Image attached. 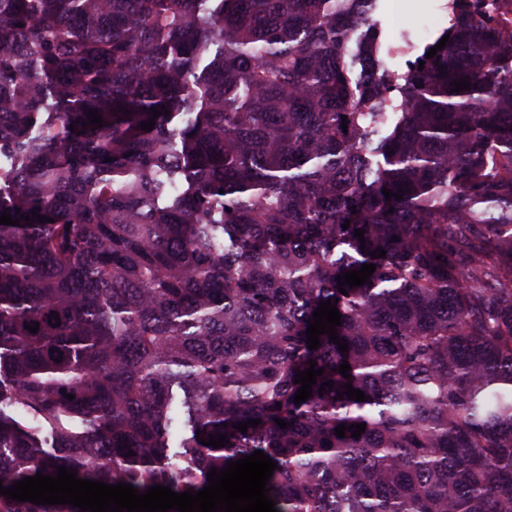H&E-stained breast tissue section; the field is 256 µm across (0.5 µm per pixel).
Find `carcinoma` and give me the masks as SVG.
Here are the masks:
<instances>
[{
    "label": "carcinoma",
    "mask_w": 512,
    "mask_h": 512,
    "mask_svg": "<svg viewBox=\"0 0 512 512\" xmlns=\"http://www.w3.org/2000/svg\"><path fill=\"white\" fill-rule=\"evenodd\" d=\"M366 2L0 0L1 486L197 492L261 450L279 512H503L512 40L461 7L392 74ZM335 298L348 351L308 349Z\"/></svg>",
    "instance_id": "carcinoma-1"
}]
</instances>
